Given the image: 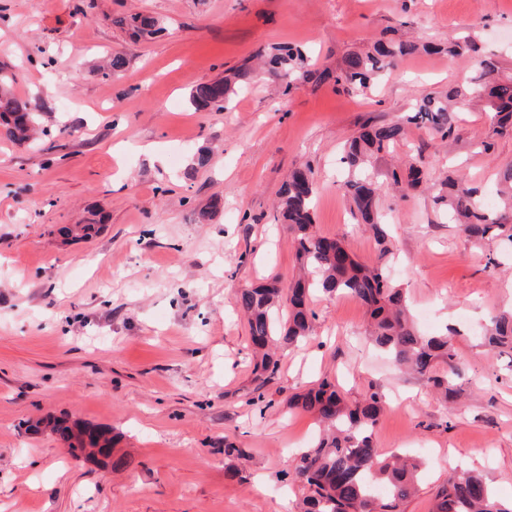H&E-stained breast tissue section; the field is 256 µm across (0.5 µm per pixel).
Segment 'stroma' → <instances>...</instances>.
<instances>
[{
  "instance_id": "obj_1",
  "label": "stroma",
  "mask_w": 512,
  "mask_h": 512,
  "mask_svg": "<svg viewBox=\"0 0 512 512\" xmlns=\"http://www.w3.org/2000/svg\"><path fill=\"white\" fill-rule=\"evenodd\" d=\"M135 12L164 32L136 43L113 26ZM451 34L476 38L499 79L512 77V0H0V66L17 95L44 105L34 143L0 133V512H298L304 490L281 473L317 425L286 401L322 378L351 400L372 387L385 395L378 450L422 463L403 512H432L463 470L512 499V371L477 338L512 308V241L470 239L433 202L451 171L496 196L512 137H493L487 99L467 98L451 145L413 127L368 166L392 281L425 334L462 331L458 403L372 347L359 301L323 292L312 337L280 349L277 375L250 402L249 330L233 306L240 289L296 273L276 207L294 168L318 185L316 231L375 257L340 187L345 140L468 85L477 62L410 56L365 96L338 87L336 73L376 38ZM274 45L302 48L308 80L287 92L254 79L223 112L190 105L192 87ZM112 53L128 64L105 79L97 64ZM489 138L493 150L480 152ZM422 145V187L407 195L388 173ZM203 149L208 165L191 170ZM92 218L93 237L67 235ZM47 416L114 427L126 467L26 432ZM228 441L248 454L242 477L226 470Z\"/></svg>"
}]
</instances>
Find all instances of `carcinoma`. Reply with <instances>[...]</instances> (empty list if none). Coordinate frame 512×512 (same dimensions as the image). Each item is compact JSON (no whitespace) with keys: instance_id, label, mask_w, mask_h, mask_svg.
I'll return each instance as SVG.
<instances>
[{"instance_id":"carcinoma-1","label":"carcinoma","mask_w":512,"mask_h":512,"mask_svg":"<svg viewBox=\"0 0 512 512\" xmlns=\"http://www.w3.org/2000/svg\"><path fill=\"white\" fill-rule=\"evenodd\" d=\"M115 24L141 39L151 37L160 29L153 17L133 13L115 20ZM445 52L450 57L471 56L478 52L471 38L448 37L444 47L419 45L413 41H376L372 49L345 59L336 74V84L364 94L389 68L406 57L420 52ZM265 71L277 79L287 80L285 90L308 77L306 55L291 46H272L263 51ZM127 59L114 55L98 69L102 78L123 70ZM471 93L490 87V107L497 118L493 134L512 136V81L497 78L498 66L492 59L479 62ZM14 76L0 67V125L5 135L18 143L30 140L43 108L36 99L17 96L12 91ZM236 94L235 84L228 79L201 83L192 88L190 104L198 110L224 111ZM462 95L459 90L442 97L425 96L399 122L364 128L348 139L343 148L342 163L348 172L344 182L345 197L358 223L372 231L378 252L369 263L355 259L340 241L317 234L313 230V208L316 185L308 169H296L284 184L277 207L295 244L298 276L288 284L273 277L265 283L241 290L235 305L247 319L252 345L258 355L254 368L252 400L262 398L261 390L279 370L280 359L272 351L278 341L283 346L296 345L313 330L315 313L310 307L316 291L345 293L361 302L372 321L370 339L385 351L401 369L415 373L432 383L447 399L460 396L456 383L460 376L453 337L457 330L426 336L409 316L402 289L393 285L385 271V260L391 254L390 241L378 209L379 186L359 172L374 156L390 151L405 134V125H425L445 141L454 133L450 101ZM392 183L409 191L420 183L419 169L411 166L404 174L392 170ZM503 204L490 211L478 200V188L467 187L450 178L446 189L436 201L449 216L456 218L465 234L475 239L506 236L512 240V165L502 172ZM288 306V321L280 324L278 311ZM482 344L492 352H512V309L494 316L480 336ZM441 361L446 370L434 372ZM384 401L377 391L350 403L336 383L323 379L303 393L288 399V408L313 414L323 427V436L292 461V468L282 472L283 479L299 482L306 495L302 512H400V506L416 489L418 461L400 454L380 458L374 444V431ZM32 434L50 432L68 443L69 448L86 457L100 454L112 456L121 439L114 429L65 418H44L26 423ZM227 471L233 476L242 473L238 461L245 450L224 443ZM433 512H512V501L505 503L493 493L482 476L465 471L448 478L438 492Z\"/></svg>"}]
</instances>
